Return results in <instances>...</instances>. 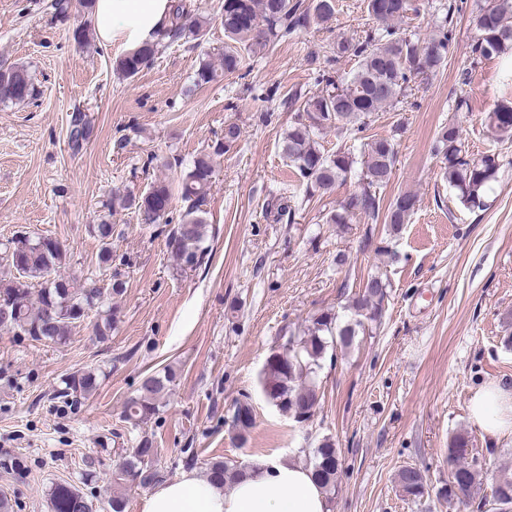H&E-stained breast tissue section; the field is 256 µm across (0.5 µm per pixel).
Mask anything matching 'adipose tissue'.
<instances>
[{
	"label": "adipose tissue",
	"mask_w": 512,
	"mask_h": 512,
	"mask_svg": "<svg viewBox=\"0 0 512 512\" xmlns=\"http://www.w3.org/2000/svg\"><path fill=\"white\" fill-rule=\"evenodd\" d=\"M169 0H94L92 23L100 45L132 51L153 42L168 19ZM471 420L489 436L512 428V389L493 384L477 389ZM140 512H330L310 468L291 458L249 465L232 489L195 471L156 484L140 501Z\"/></svg>",
	"instance_id": "adipose-tissue-1"
}]
</instances>
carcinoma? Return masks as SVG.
I'll use <instances>...</instances> for the list:
<instances>
[{
    "instance_id": "1",
    "label": "carcinoma",
    "mask_w": 512,
    "mask_h": 512,
    "mask_svg": "<svg viewBox=\"0 0 512 512\" xmlns=\"http://www.w3.org/2000/svg\"><path fill=\"white\" fill-rule=\"evenodd\" d=\"M367 13L381 27L358 39L341 38L332 46L331 61L355 58L357 67L349 77L332 75L329 70L318 74L317 82L325 85L313 94L295 92L288 104L298 105L300 115L282 139L281 153L296 175L306 185L310 196L332 193L348 176L357 174L358 191L341 202L326 218V223L349 229L356 213L371 219L378 217L381 193L390 182L395 167L393 139L380 137L363 144L360 155L338 149L329 154L320 149L315 137L336 127L360 133L369 118L386 107L394 108L407 98L411 80L419 75L435 74L444 64L454 43L452 15L457 6L448 4L445 16L435 22L431 35L422 39L396 27L408 14L420 12L417 0H367ZM336 11L335 0H224V55L221 68L233 74L247 67L246 54L263 50L287 34L303 30L312 23H326ZM209 21L194 12L186 0H170L169 21L153 43L126 53L117 68L126 76L137 75L153 59L163 41L174 43L184 36L205 38ZM478 31L472 54L473 62L498 56L512 47V0H483L477 5ZM37 89L27 66L18 63L0 65V103L23 102L35 98ZM486 124L501 140L512 138V102H501L487 113ZM92 134L84 112H74L69 121V145L80 150ZM242 134L235 122L224 123L222 138L213 151L196 157L181 174V200L184 210L180 222L169 231L167 247L180 270L199 267L208 251L207 224L204 218L213 185L214 157L228 152ZM435 150L444 165V176L462 204L480 208L486 192L495 180L500 164L498 157L486 154L475 160L462 149L459 127L450 122L436 137ZM418 199L412 192H402L390 202L385 221L391 233L408 223ZM172 205L168 183L156 181L138 194L120 199L119 207L130 210L146 226L165 224ZM113 211L100 223L91 225L90 234L99 242L97 263L112 266ZM10 276L0 280V306H9L7 325L11 330L43 345L69 343L74 328L94 314L95 334L105 340L112 335L119 309L118 299L125 283L119 279L104 282L100 278L76 279L62 273L69 262L61 242L42 246L38 238L22 231L3 245V257ZM389 283L380 275H371L347 306L350 316L326 310L310 317L302 328L289 332L285 341L269 351L262 373V391L282 413L297 423L309 421L320 403L318 372L327 355L347 351L358 343L367 325H381ZM175 374L166 371L148 376L142 394L124 405V418L138 425L159 414ZM98 374L86 370L63 381L58 396L87 395L96 390ZM254 426V414L246 400L236 402L232 428L240 440H246ZM473 447L466 432L454 434L448 444V481L435 490L436 499L453 500L476 509V512H512V471L503 469L492 484L490 493L483 489L484 475L480 460L469 456ZM157 449L143 439L126 455L118 467L123 484L145 487L160 477L153 462ZM310 466L326 497L336 492L340 471L339 451L330 437L323 438L311 451ZM232 468L222 460L208 463L207 476L223 481ZM402 496L420 500L430 492L424 471L404 466L397 474ZM51 512H125L126 498L114 493L95 504L83 493L66 483L52 486L48 493Z\"/></svg>"
}]
</instances>
